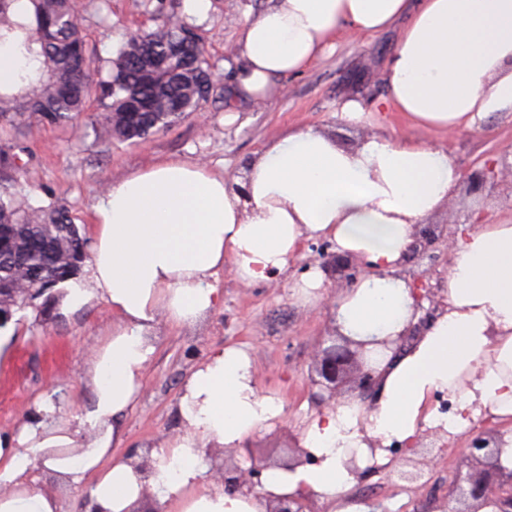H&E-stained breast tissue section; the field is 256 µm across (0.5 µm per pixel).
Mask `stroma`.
I'll use <instances>...</instances> for the list:
<instances>
[{"instance_id":"1","label":"stroma","mask_w":512,"mask_h":512,"mask_svg":"<svg viewBox=\"0 0 512 512\" xmlns=\"http://www.w3.org/2000/svg\"><path fill=\"white\" fill-rule=\"evenodd\" d=\"M164 12L146 7L145 0H105L101 10H86V39L98 56L112 57L121 42L138 30L161 26L167 15L191 18L206 40V55L216 67L237 42L246 16L269 6L270 0H163ZM395 31L366 37L340 32L333 54L303 74L285 81L280 97L242 113L233 125L224 123L223 101L208 102L201 114L157 132L136 144H96L93 137H78L69 127L43 126L25 140L27 151L19 160L20 183L38 204L55 199L69 210L82 234H89L93 207L102 191V178L116 179L155 160L177 157L206 164L224 173L228 181L243 175L256 151L288 131L312 126L327 131L341 147L351 149L363 139L382 133L414 138L452 152L462 174L493 161L498 171L495 189L473 192L460 182L448 203L431 215L430 223L455 230L480 214L483 223L512 221V114L499 115L486 128L456 133L424 131L401 117L377 118L351 125L336 114L347 97L362 100L384 95L376 77L391 54ZM312 251L293 264L289 277L245 283L221 273L224 305L192 328L178 331L161 327L135 408L127 415V440L118 452L153 448L166 442L177 422L173 413L183 381L208 350L236 345L252 357L259 393L281 399L284 415L248 438L257 455L286 454L301 432L306 415L316 411V387L309 380L311 358L318 342L332 329V298L344 283L329 281L320 304L309 307L291 295L288 280L315 265ZM112 320L105 305L88 312L60 316L45 309L42 300L17 312L6 327L11 335L9 363L0 372V432L17 428L33 411L36 400L51 402L58 418H66L86 397L82 381L85 363L100 333ZM472 431L420 438L409 471L410 482L392 470L372 464L360 466L348 502L379 505L382 512H434L435 507L457 508L453 494Z\"/></svg>"}]
</instances>
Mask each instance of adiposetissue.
Here are the masks:
<instances>
[{
  "label": "adipose tissue",
  "mask_w": 512,
  "mask_h": 512,
  "mask_svg": "<svg viewBox=\"0 0 512 512\" xmlns=\"http://www.w3.org/2000/svg\"><path fill=\"white\" fill-rule=\"evenodd\" d=\"M396 23L379 72L385 95L369 108L344 100L343 120L397 112L420 129L459 132L512 112V0H273L245 20L224 61L225 123L280 95L339 30L376 36ZM460 179L441 148L380 134L346 149L300 127L256 153L238 190L177 159L109 180L93 210L87 274L60 305L67 315L103 303L112 314L84 370L91 396L60 422L53 405L35 402L25 423L0 433V512H62L58 495L30 477L38 468L87 491L90 512H136L148 492L161 512H266L269 499L294 494L332 503L353 484V463L389 464L387 445L413 443L420 427L455 434L482 416L512 420V224H476L458 235L443 313L405 354L378 361L373 407L349 398L305 421L301 444L318 464L268 470L244 494L204 487L210 449L238 447L284 413L259 394L249 353L232 346L211 348L181 386L182 428L150 451L147 469L114 453L161 326L190 327L222 308L223 270L267 281L287 275L307 242L328 241L371 267L335 299L340 333L360 342L403 334L415 309L400 272L416 226ZM435 392L455 403L452 417L430 407Z\"/></svg>",
  "instance_id": "adipose-tissue-1"
}]
</instances>
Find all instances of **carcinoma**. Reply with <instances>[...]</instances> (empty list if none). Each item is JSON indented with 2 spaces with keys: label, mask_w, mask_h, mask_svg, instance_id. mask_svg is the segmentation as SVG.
Masks as SVG:
<instances>
[{
  "label": "carcinoma",
  "mask_w": 512,
  "mask_h": 512,
  "mask_svg": "<svg viewBox=\"0 0 512 512\" xmlns=\"http://www.w3.org/2000/svg\"><path fill=\"white\" fill-rule=\"evenodd\" d=\"M195 26L170 16L153 31L125 38L115 57L97 64L71 0H0V45L24 67L12 87H0V172L16 170L19 140L34 126H75L97 102L90 128L97 141L137 143L174 126L223 90ZM0 182V281L5 288H56L78 278L87 241L69 210L56 201L35 206Z\"/></svg>",
  "instance_id": "carcinoma-1"
}]
</instances>
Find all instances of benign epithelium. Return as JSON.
Listing matches in <instances>:
<instances>
[{
    "mask_svg": "<svg viewBox=\"0 0 512 512\" xmlns=\"http://www.w3.org/2000/svg\"><path fill=\"white\" fill-rule=\"evenodd\" d=\"M496 179L493 165L488 164L483 169L473 172L469 177V185L473 191L479 192L494 183ZM441 241V233L433 224L418 225L414 234V243L410 251L412 256H430L436 261L437 255L432 253L436 244ZM312 252L322 260V268L330 275L347 283H354L359 273V261L354 257L340 254L332 250V245L326 241L309 244ZM431 270L423 271L410 282L416 294V307L423 309L425 299L432 300V306L418 321L410 324L406 331L397 339L383 340L385 347L394 346L393 354L397 355L405 349V343L414 336H421L430 322L437 318V312L442 308L439 301L433 300L436 287L431 283ZM311 365L315 374L313 382L320 387V393L315 400L320 407H328L338 403L341 397L340 389L346 383L353 384V396L361 401L377 389V369L370 365L365 357V344L356 342L346 336L331 334L323 340ZM492 436L480 430L472 438L464 456L463 463L467 471H458L455 492L458 501L466 508L454 512H480L493 507L497 512H512V468L505 467L500 460L502 449L489 447ZM250 461V466L243 468L237 464H223L211 475L215 485L224 487V492L251 491L262 485L263 471L269 464L252 455L251 448L241 447ZM390 453L395 469H400L409 462L408 454L412 449L397 442L386 448ZM295 456L278 464L284 470H293L298 466L316 461L315 456L307 449L294 445ZM267 512H315L313 501L307 496H281L269 502Z\"/></svg>",
    "mask_w": 512,
    "mask_h": 512,
    "instance_id": "7a95c632",
    "label": "benign epithelium"
}]
</instances>
